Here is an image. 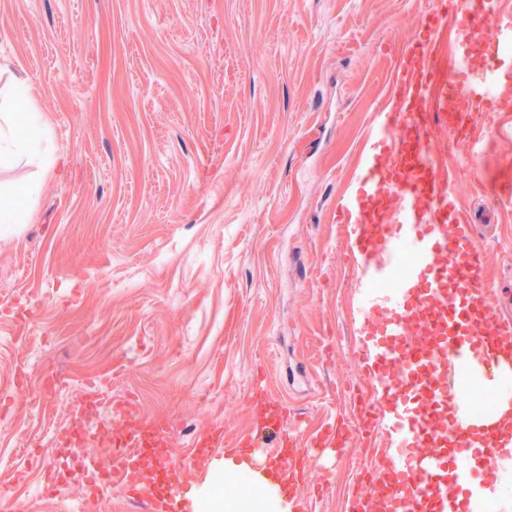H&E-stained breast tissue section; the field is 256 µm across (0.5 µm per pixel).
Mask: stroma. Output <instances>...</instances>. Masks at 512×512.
<instances>
[{"instance_id": "35a3bbf8", "label": "stroma", "mask_w": 512, "mask_h": 512, "mask_svg": "<svg viewBox=\"0 0 512 512\" xmlns=\"http://www.w3.org/2000/svg\"><path fill=\"white\" fill-rule=\"evenodd\" d=\"M431 0H0V87L30 78L59 165L19 164L0 184L39 191L24 224L0 227V512H146L113 493L37 490L50 424L91 385L170 416L175 459L191 436L254 434V371L311 437L351 416L348 228L367 135ZM478 162L452 158L459 205L481 218L486 274L512 329V109L493 113ZM72 379L69 393L41 383ZM387 451L354 437L313 448L309 512H345L360 471Z\"/></svg>"}]
</instances>
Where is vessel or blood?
Here are the masks:
<instances>
[{"mask_svg": "<svg viewBox=\"0 0 512 512\" xmlns=\"http://www.w3.org/2000/svg\"><path fill=\"white\" fill-rule=\"evenodd\" d=\"M449 21L463 34L450 61L437 48V37ZM424 24L428 35L404 50L389 106L372 131L361 191L337 206L349 228L348 257L360 282L355 308L370 330L355 357L375 378L378 393L373 399H354L358 422L342 418L328 423L313 444L340 446L357 427L371 434L379 427L373 412L382 409L385 422L380 427L389 439L390 465L379 483L392 491L385 512H426L431 506L436 512H472V494L483 469L497 458L475 448L476 420L464 404L466 387L447 385L441 369L426 362L428 346L414 343V325L437 311L434 334L447 366L481 361L496 376L499 394H512V369L498 358L504 334L476 225L461 212L451 175L441 168L427 129L435 123L448 126L449 148L464 147L471 160H478L483 144L476 129L512 96V69L501 61L502 48L512 46V15L498 13L495 0H438ZM382 280L391 281V288L375 290ZM416 391L426 394L436 410L455 405L457 416L437 430L450 441L448 455L429 451V432L420 413L410 407ZM253 401L275 426L278 451L269 465L288 485H296L305 468V448L286 427V407L263 388L254 391ZM135 428L125 447L113 449L107 466L77 461L70 483L97 494L118 491L127 501L147 504L151 512H193L184 481L171 480L159 494L136 479V448L146 440L165 448L169 438L152 418L137 417ZM191 445L193 459L163 457L160 465L185 470L196 459L217 461L224 432L218 426L209 428ZM442 470L454 472V483L438 480Z\"/></svg>", "mask_w": 512, "mask_h": 512, "instance_id": "vessel-or-blood-1", "label": "vessel or blood"}]
</instances>
